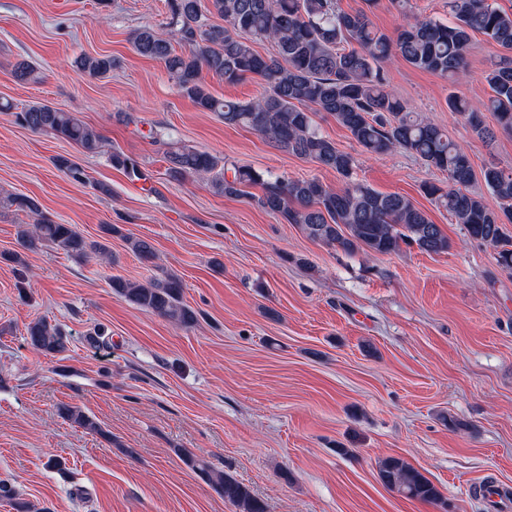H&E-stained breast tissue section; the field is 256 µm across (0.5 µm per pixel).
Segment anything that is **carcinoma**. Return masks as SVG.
<instances>
[{
  "instance_id": "carcinoma-1",
  "label": "carcinoma",
  "mask_w": 512,
  "mask_h": 512,
  "mask_svg": "<svg viewBox=\"0 0 512 512\" xmlns=\"http://www.w3.org/2000/svg\"><path fill=\"white\" fill-rule=\"evenodd\" d=\"M168 0L171 38L145 26L134 36L133 47L142 57L164 64L179 91L204 112H217L230 126L247 128L276 149L335 171L346 179L344 188L332 189L319 180L263 175L251 168L226 166L215 155L190 148L166 154V175L175 181L214 176L217 192L226 197L248 195L288 224H296L314 241L345 253L390 254L401 245H414L427 254L448 251V236L428 214L407 196L382 194L351 180L355 158L339 148L317 128L314 116L324 112L349 131L362 151L383 155L402 150L427 167L448 174V186L422 184V192L444 208L468 235L493 249L498 265L512 271V237L504 225L512 224V169L486 166L482 180L495 204L469 190L474 171L467 153L448 133L415 112L387 90L382 63L391 55L410 65L439 74L455 86L466 75V55L471 35L479 33L507 52L487 73L488 99L473 106L464 97L448 95V109L465 116L485 142L494 133L484 125L482 112L494 114L499 129L512 132V12L489 0H448L454 15L451 25L434 19H417L407 13L409 0H389L402 15L396 36L375 29L360 11L340 10L336 0ZM215 13L222 20L210 19ZM258 40L271 43L275 52L259 53ZM79 68L93 77L112 69V58L83 56ZM211 75L227 83L248 78L260 80L261 95L252 101L224 100L212 95L205 80ZM18 123L34 132H47L70 141L86 156L100 152L101 134L73 112L47 104H33L16 113ZM112 167L138 180L146 178L139 163L114 152ZM67 176L85 182V170L66 158L57 160ZM0 206L38 216L29 229L19 231L23 246L34 250L51 246L80 260L108 258V247L89 242L70 224L40 215L37 201L8 193ZM128 249L143 262L157 258L146 239L127 238ZM112 290L139 309L182 327H191L197 313L183 301V283L166 275L142 284L112 279ZM27 340L45 356L68 349L62 328L44 317L26 327ZM72 425L99 432V424L78 407L61 409ZM185 465L209 483L236 512H266L264 501L230 474L208 461L182 453ZM378 476L389 490L405 498L445 504L440 490L419 470L398 457L378 461Z\"/></svg>"
}]
</instances>
